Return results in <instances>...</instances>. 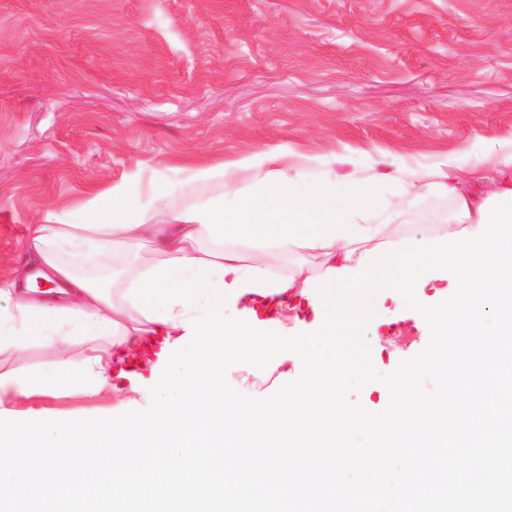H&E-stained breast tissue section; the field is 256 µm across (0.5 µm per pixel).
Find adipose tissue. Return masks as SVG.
Returning a JSON list of instances; mask_svg holds the SVG:
<instances>
[{"label": "adipose tissue", "instance_id": "ef3b65f1", "mask_svg": "<svg viewBox=\"0 0 512 512\" xmlns=\"http://www.w3.org/2000/svg\"><path fill=\"white\" fill-rule=\"evenodd\" d=\"M483 155L494 162L495 189L482 198L463 191L453 156L431 175L401 170L366 179L352 154L288 175L265 153L233 168L189 164V184L220 188L197 204L174 206L187 184L160 179L148 202L123 186L93 187L73 205L46 211L30 225L25 251L49 288L33 296L16 276L0 287V356L39 345L60 358L41 371L0 372V502L34 491L56 504L66 500L75 476L89 467L81 449L90 439L106 467L94 490L113 512L187 498L185 485L142 478L152 460L135 442L175 431L199 442L223 439L242 428L259 382L269 387L267 411L278 410L290 391L313 406V377L296 370L335 362L330 334L367 321L366 284L407 307L421 281L449 277L457 302L432 309L428 320L485 324L491 307L512 302V152L487 144ZM427 193L453 201L452 236L414 234L379 248L377 222L390 217L388 199ZM246 243L262 248L269 262L245 264ZM145 245L157 261L126 266ZM312 251L323 258L322 276L302 264ZM288 257L297 260L294 270L276 273V261ZM121 263L117 285L112 268ZM302 307L319 322L318 334L285 329V311ZM147 341L160 342L190 370L169 381L162 402L121 397L120 414L83 424L57 421L43 409L19 416L11 407L20 397L119 395L113 365ZM229 368L242 376L236 396L212 401Z\"/></svg>", "mask_w": 512, "mask_h": 512}]
</instances>
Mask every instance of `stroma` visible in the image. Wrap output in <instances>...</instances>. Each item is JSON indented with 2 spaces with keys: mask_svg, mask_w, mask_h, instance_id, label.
Segmentation results:
<instances>
[{
  "mask_svg": "<svg viewBox=\"0 0 512 512\" xmlns=\"http://www.w3.org/2000/svg\"><path fill=\"white\" fill-rule=\"evenodd\" d=\"M512 149V0H0V272L29 224L122 184L150 199L185 160L262 151L309 164L360 155L364 178L456 156L487 190L479 148ZM410 227L449 229V200L391 199ZM376 370L422 351L415 310L372 298ZM15 409L111 418L113 397L18 398Z\"/></svg>",
  "mask_w": 512,
  "mask_h": 512,
  "instance_id": "obj_1",
  "label": "stroma"
}]
</instances>
